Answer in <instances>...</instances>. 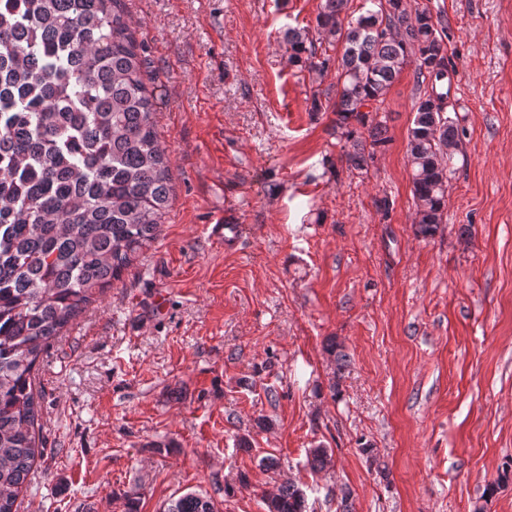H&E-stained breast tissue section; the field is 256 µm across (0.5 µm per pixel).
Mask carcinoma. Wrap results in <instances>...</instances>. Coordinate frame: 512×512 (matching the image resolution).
<instances>
[{
    "label": "carcinoma",
    "instance_id": "obj_1",
    "mask_svg": "<svg viewBox=\"0 0 512 512\" xmlns=\"http://www.w3.org/2000/svg\"><path fill=\"white\" fill-rule=\"evenodd\" d=\"M320 0L319 51L310 31H286L291 60L308 62L318 85L310 111L335 96L341 161L368 171L387 143L385 101L414 67L424 88L407 134L415 233L443 224L453 151L463 130L447 115L453 69L447 33L408 0ZM336 68V84L322 76ZM144 47L122 0H0V512H17L39 451L33 371L60 336L157 238L170 205V161L154 121ZM371 150H366V147ZM329 449H308L326 468ZM267 512H307L293 482L263 497ZM165 512H214L197 493Z\"/></svg>",
    "mask_w": 512,
    "mask_h": 512
}]
</instances>
